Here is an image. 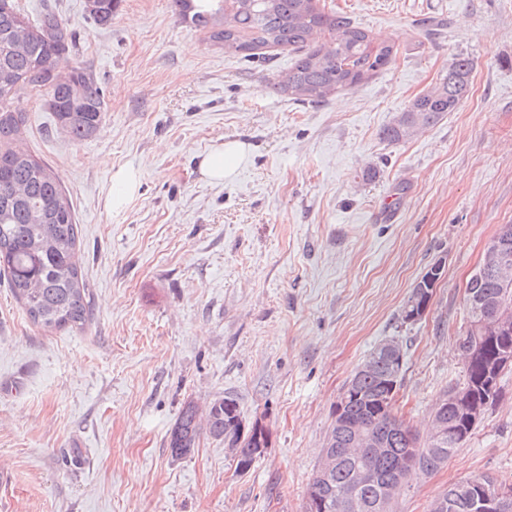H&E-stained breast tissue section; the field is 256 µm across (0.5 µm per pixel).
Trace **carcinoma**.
I'll return each instance as SVG.
<instances>
[{"instance_id":"carcinoma-1","label":"carcinoma","mask_w":512,"mask_h":512,"mask_svg":"<svg viewBox=\"0 0 512 512\" xmlns=\"http://www.w3.org/2000/svg\"><path fill=\"white\" fill-rule=\"evenodd\" d=\"M120 0H102L92 14L101 27L112 25ZM180 15L224 51L249 60L267 47L288 46L299 52L279 89L302 102L319 103L333 92L354 87L385 69L394 59L393 46L373 45L368 32L341 13H327L318 0H177ZM26 21V47L14 50L10 29L17 17ZM329 33L334 40L318 42ZM75 41L53 11L30 20L16 0H0V268L29 320L41 328L81 329L90 320L92 302L77 258L78 224L73 203L59 176L24 147L26 115L20 101L35 93L53 113L55 122L73 140L94 135L102 121L104 101L92 75L71 64ZM473 69L467 57H456L446 74L416 97L399 118L382 131V138L399 142L409 137L405 124L430 127L454 111L469 92ZM476 294L494 296L512 310V288L500 287L496 272L470 284ZM507 348L493 321L458 342L465 362V381L448 389L432 409L444 423L440 436L420 440L396 407L403 365L388 359L377 345L368 355L371 372L346 383L333 409L379 444H352L354 432L332 425L327 450L336 458L329 479L314 474L307 489L306 512H380L377 502L384 487L395 486L403 475V459L412 469L437 471L472 436L477 422L458 412L456 396L481 408L500 395L499 365ZM234 449L235 471L247 473L270 444V432L260 421L247 425L237 399L215 398L206 416L186 403L170 430L171 456L182 458L196 447L201 434ZM369 471L374 480H363ZM478 485L465 490L464 481L448 484L433 500L450 505L447 512H476L479 491H492L497 481L477 476ZM347 506H334L338 494Z\"/></svg>"}]
</instances>
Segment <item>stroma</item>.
<instances>
[{"instance_id": "35a3bbf8", "label": "stroma", "mask_w": 512, "mask_h": 512, "mask_svg": "<svg viewBox=\"0 0 512 512\" xmlns=\"http://www.w3.org/2000/svg\"><path fill=\"white\" fill-rule=\"evenodd\" d=\"M19 3L33 20L58 11L105 111L76 142L37 95L20 103L26 147L70 193L92 316L43 330L0 280V512H304L333 406L392 336L405 350L397 406L426 434L432 407L464 382L466 282L512 224V0H319L397 51L319 104L274 88L295 51L242 60L175 0H121L108 28L86 0ZM459 54L474 68L457 110L383 140ZM228 141L245 158L205 180L199 154ZM121 166L140 171V196L112 213ZM392 196L397 220H379ZM437 262L428 312L402 324ZM500 387L448 463L412 476L399 512H428L455 480L512 484V371ZM227 393L271 433L250 472L206 435L172 458L183 405Z\"/></svg>"}]
</instances>
